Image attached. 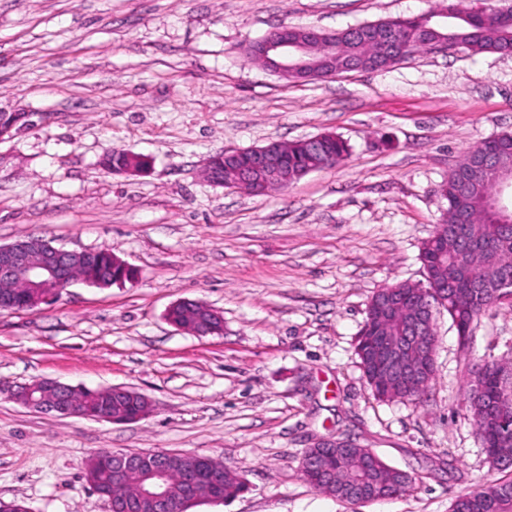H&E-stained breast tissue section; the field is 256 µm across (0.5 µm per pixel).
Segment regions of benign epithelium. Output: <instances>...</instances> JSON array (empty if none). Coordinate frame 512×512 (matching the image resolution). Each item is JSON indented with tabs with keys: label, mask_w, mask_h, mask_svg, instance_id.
<instances>
[{
	"label": "benign epithelium",
	"mask_w": 512,
	"mask_h": 512,
	"mask_svg": "<svg viewBox=\"0 0 512 512\" xmlns=\"http://www.w3.org/2000/svg\"><path fill=\"white\" fill-rule=\"evenodd\" d=\"M250 50L256 52L264 66L281 77L293 76L297 80L314 77V61L304 54L297 43L280 33L266 36L255 42ZM237 165L238 178L230 183L224 181V162ZM487 174L498 179L497 192H512V177L504 173V166L490 159L483 160ZM209 180L222 187L241 188L253 194H262L272 186L288 185V155L271 145L245 150L225 152L209 160ZM80 256L90 260L96 252L66 250L39 239H19L11 244H0V282L12 283L23 279L32 289L31 309L55 299L60 292L69 288L76 278L70 267V259ZM424 297V306L406 321L399 336L377 337L375 354L379 361L384 380L393 386L418 387L430 376L434 365V343L425 332L434 325L432 313L434 301L448 297V285L430 273L427 286L415 288ZM76 387L53 379H38L20 386L14 398L28 408L58 417H80L112 423H126L128 419L110 416L104 412L88 413L77 407L73 400ZM354 448V455L363 471L376 467L378 456L369 448L354 447L348 439H319L311 446L312 453L305 461L306 469L317 468L321 452L336 448ZM512 445L507 436L496 440V447L489 449L503 468L512 467V452L504 448ZM112 471V487L92 490L105 498L113 512H134L141 500H146L151 512H185L186 504L199 497L203 485L217 490L221 484V473L202 465H192L182 470L183 493L180 498L171 497L167 492L166 478L169 466L178 462L176 453L163 450L112 452L106 456ZM137 476L141 484L140 494L134 498L121 495L119 488L127 484L131 476Z\"/></svg>",
	"instance_id": "obj_1"
}]
</instances>
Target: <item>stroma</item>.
<instances>
[{
  "label": "stroma",
  "mask_w": 512,
  "mask_h": 512,
  "mask_svg": "<svg viewBox=\"0 0 512 512\" xmlns=\"http://www.w3.org/2000/svg\"><path fill=\"white\" fill-rule=\"evenodd\" d=\"M436 0H0V110L28 126L0 141V244L40 237L105 250L136 271L72 284L50 305L0 312V499L30 512H110L84 478L101 450L206 455L246 491L189 512H448L490 479L462 385L512 360V303L460 345L436 319V375L419 404L381 402L354 352L373 293L425 281L441 183L464 153L512 131V54L423 50L377 71L288 82L246 55L277 27L334 31ZM334 133L340 164L261 195L209 183L219 153ZM147 156L112 173V150ZM183 299L224 316L220 336L167 319ZM40 378L126 387L145 418L35 412L10 387ZM349 437L421 479L353 508L299 462Z\"/></svg>",
  "instance_id": "stroma-1"
}]
</instances>
